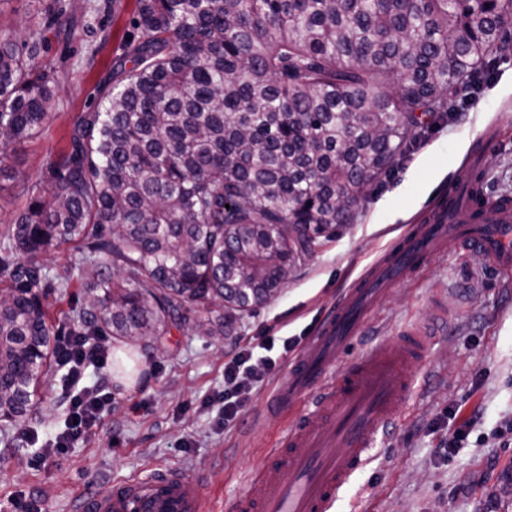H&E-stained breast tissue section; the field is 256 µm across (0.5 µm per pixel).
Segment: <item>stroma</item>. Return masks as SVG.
Wrapping results in <instances>:
<instances>
[{"label":"stroma","mask_w":512,"mask_h":512,"mask_svg":"<svg viewBox=\"0 0 512 512\" xmlns=\"http://www.w3.org/2000/svg\"><path fill=\"white\" fill-rule=\"evenodd\" d=\"M50 4L0 0V32L45 25ZM134 6L135 0H78L69 36L46 28L39 61L52 69L57 93L45 131L14 144L0 163V232L27 204L20 183L45 180L46 165L64 150L74 120L96 101ZM476 151L486 199L512 196V55L473 108L430 126L391 176L370 190L354 221L325 240L255 314H233L231 331L221 336L172 330L160 350H143L144 366L130 387L111 368H88L81 386L107 381L112 407L67 453L46 458L41 448L64 429L67 405L62 372L44 375L27 421L0 440V512H16L18 501L36 512H78L81 500L114 482L167 467L201 486L207 512H226L249 475L267 465V449L288 425L287 418L265 413L272 380L225 424L217 397L235 342L265 331L310 340L343 288L405 225L447 199L449 183L466 176ZM413 324L434 326L435 334L413 370L406 417L385 430L337 512H512V447L497 435L512 418V282L486 268L478 250L439 256L419 279L392 289L342 365ZM473 414L478 422L463 447L438 455L462 417Z\"/></svg>","instance_id":"1"}]
</instances>
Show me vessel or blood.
<instances>
[{
    "label": "vessel or blood",
    "instance_id": "b4317fda",
    "mask_svg": "<svg viewBox=\"0 0 512 512\" xmlns=\"http://www.w3.org/2000/svg\"><path fill=\"white\" fill-rule=\"evenodd\" d=\"M465 246L479 250L490 269L511 275L512 207L495 206L476 221L466 189H449L447 207L435 211L428 223L413 225L346 289L278 379L268 406L269 412L288 414L308 396L325 421L290 417L278 446L268 451V469L251 477L232 512H332L351 479L366 468L378 434L402 418L414 359L426 350L429 337L407 330L396 344L371 347L351 366L339 368V360L398 282ZM203 509L199 485L166 469L114 483L107 493L82 500L79 512Z\"/></svg>",
    "mask_w": 512,
    "mask_h": 512
}]
</instances>
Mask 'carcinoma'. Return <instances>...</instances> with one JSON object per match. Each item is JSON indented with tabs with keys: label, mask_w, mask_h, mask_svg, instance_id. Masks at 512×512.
I'll use <instances>...</instances> for the list:
<instances>
[{
	"label": "carcinoma",
	"mask_w": 512,
	"mask_h": 512,
	"mask_svg": "<svg viewBox=\"0 0 512 512\" xmlns=\"http://www.w3.org/2000/svg\"><path fill=\"white\" fill-rule=\"evenodd\" d=\"M74 15L61 0L50 23ZM128 40L50 196L0 233V417H27L51 341L153 347L186 325L222 336L224 293L250 312L354 220L427 125L452 116L512 46V0H136ZM43 32L0 37V161L43 132L56 94ZM474 217L481 176L469 175ZM81 244L83 304L40 261Z\"/></svg>",
	"instance_id": "carcinoma-1"
}]
</instances>
